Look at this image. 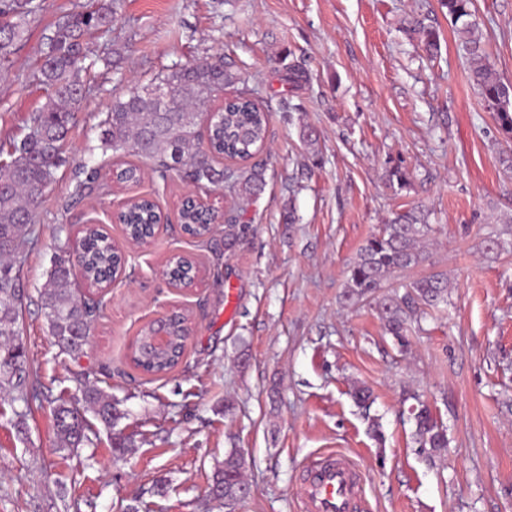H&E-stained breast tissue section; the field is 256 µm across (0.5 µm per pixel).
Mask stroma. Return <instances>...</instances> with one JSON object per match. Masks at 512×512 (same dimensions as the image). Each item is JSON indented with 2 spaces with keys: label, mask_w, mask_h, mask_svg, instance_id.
<instances>
[{
  "label": "stroma",
  "mask_w": 512,
  "mask_h": 512,
  "mask_svg": "<svg viewBox=\"0 0 512 512\" xmlns=\"http://www.w3.org/2000/svg\"><path fill=\"white\" fill-rule=\"evenodd\" d=\"M24 39L0 62V145L21 139L45 104L39 81L47 34L93 0H41ZM425 16L439 34L428 55L406 31ZM487 59L512 83V0H475ZM121 49L104 67L100 57ZM84 97L63 162L23 248L20 315L28 365L44 393L14 423L22 402L0 397V512H299L306 458L338 452L361 469L362 512H512V140L469 80V65L441 0H123L118 20L94 32ZM223 55L268 116L253 161L266 185L249 201L230 186H193L143 162L139 185L117 184L125 157L101 142L116 98L162 73ZM311 130L307 147L302 130ZM401 168L405 185L389 182ZM90 191L76 187L89 172ZM222 198L239 215L205 239L178 220L189 190ZM152 196L166 214L123 273L94 293L98 311L84 354L61 353L39 291L51 258L95 220L116 243L112 213ZM294 221H283L285 207ZM433 230L421 262L385 282L405 292L447 273V301L411 325L398 347L370 302L347 303V270L383 224L411 209ZM175 253L200 267L192 289L159 268ZM189 318L185 355L170 373L133 367L140 329L169 311ZM375 397L362 412L354 384ZM95 385L117 400L132 445L114 460L112 436L61 447L52 408ZM448 428L445 457L428 465L411 438L408 394ZM232 412H225V403ZM244 453L251 494L232 505L207 498L230 449Z\"/></svg>",
  "instance_id": "1"
}]
</instances>
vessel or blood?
I'll return each mask as SVG.
<instances>
[{
  "label": "vessel or blood",
  "instance_id": "vessel-or-blood-1",
  "mask_svg": "<svg viewBox=\"0 0 512 512\" xmlns=\"http://www.w3.org/2000/svg\"><path fill=\"white\" fill-rule=\"evenodd\" d=\"M363 493L358 466L337 453L310 457L297 486L300 512H357Z\"/></svg>",
  "mask_w": 512,
  "mask_h": 512
}]
</instances>
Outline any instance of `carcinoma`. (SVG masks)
Returning <instances> with one entry per match:
<instances>
[{"mask_svg": "<svg viewBox=\"0 0 512 512\" xmlns=\"http://www.w3.org/2000/svg\"><path fill=\"white\" fill-rule=\"evenodd\" d=\"M452 25L461 34L463 51L470 59V78L486 108L495 115L504 135L512 139V84L502 81L487 62L482 38L476 23L469 21L474 12V0H442ZM120 0H112L99 10L70 15L59 22L46 37L47 51L40 69L41 83L48 91L42 109L33 113L28 132L5 151L0 147V391L14 395L26 404L16 413L19 433L26 428L30 413L29 401L36 398L35 380L31 379L26 355L19 341L18 328L24 291L21 287L18 264L22 263V247L28 241L45 191L63 162L62 147L68 138L73 119L72 108L84 94L81 72L86 59L84 42L94 30L114 22ZM39 5L34 0H0V18L14 16L18 21L0 25V58L12 53L21 38L22 25L35 17ZM409 30L423 38L426 50L438 51L435 32L424 20L412 18ZM238 74L224 65V57L189 63L165 73L157 81L136 87L128 96L116 99L102 130L104 146L113 152H124L162 168L181 169L192 182L219 185L224 182V169L216 159L228 158L247 162L262 148L267 137L268 118L255 102L240 93L218 109L219 116L207 124V150L199 147L202 113L199 108L234 86ZM170 93V104L158 99L155 88ZM265 185L263 167L254 164L242 171L234 182L239 196H257ZM179 220L184 230L196 237L209 234L206 217L192 205L180 208ZM125 236L147 238L161 223L158 206L148 198L130 200L120 214ZM430 225L413 213H404L372 235L360 248L350 265L345 297L360 300L375 296L393 273L419 264L423 251L421 243L427 238ZM79 267L85 284L104 288L110 278L119 275L123 262L119 248L112 239L93 224L87 225L81 236V259L72 254H55L47 280L40 290L41 307L48 333L61 352L79 356L84 352L90 335L97 302L79 294L72 287L73 268ZM172 284L181 287L190 282L194 262L179 256L171 261ZM448 294V275L435 272L414 281L410 291L398 295L386 293L377 302V309L388 333L400 343L411 321L421 307L435 308ZM169 336L163 349L140 347L131 352L134 366L147 374H165L174 369L184 354L187 341L186 318L167 323ZM84 408L112 430L121 418L112 396L96 386L82 391ZM414 442L432 461L448 448V429L438 421L431 409L421 404L413 410ZM56 434L65 448H78L89 441V425L77 405L58 400L53 407ZM246 458L233 448L224 464L215 468L210 486L224 490V500L238 502V490L245 484Z\"/></svg>", "mask_w": 512, "mask_h": 512, "instance_id": "cac0c4a2", "label": "carcinoma"}]
</instances>
